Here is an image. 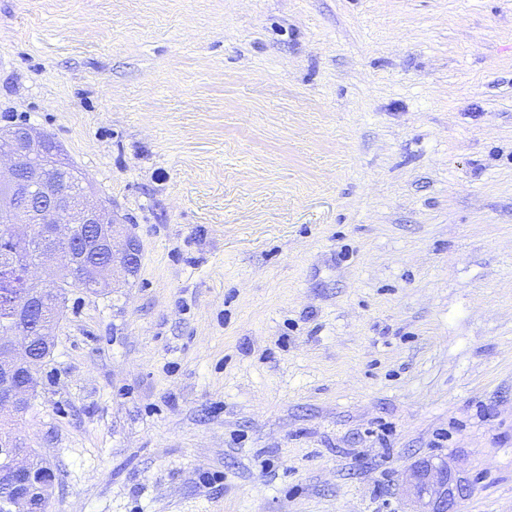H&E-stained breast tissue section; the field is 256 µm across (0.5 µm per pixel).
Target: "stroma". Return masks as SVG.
<instances>
[{
  "label": "stroma",
  "instance_id": "1",
  "mask_svg": "<svg viewBox=\"0 0 512 512\" xmlns=\"http://www.w3.org/2000/svg\"><path fill=\"white\" fill-rule=\"evenodd\" d=\"M138 238L14 427L49 512H512V0H0V128ZM402 484L411 495L410 512H458L468 485L445 459H422L404 472Z\"/></svg>",
  "mask_w": 512,
  "mask_h": 512
}]
</instances>
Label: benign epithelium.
<instances>
[{"instance_id":"benign-epithelium-1","label":"benign epithelium","mask_w":512,"mask_h":512,"mask_svg":"<svg viewBox=\"0 0 512 512\" xmlns=\"http://www.w3.org/2000/svg\"><path fill=\"white\" fill-rule=\"evenodd\" d=\"M53 139L29 128L0 131V265L18 275L23 291L8 322L0 327V415L21 417L31 408L39 370L48 355L40 344L54 335L62 319L59 265L75 267L94 256L97 289L117 285L115 269L132 274L139 257L135 238L121 231L112 208L95 195L89 180L70 185L58 174L68 170L51 148ZM45 197L33 206L32 199ZM0 512H48L52 474L27 439L0 432ZM410 512H458L468 485L445 459H422L404 472Z\"/></svg>"}]
</instances>
